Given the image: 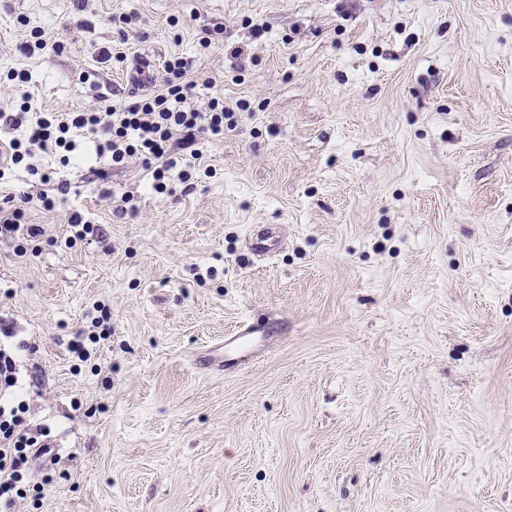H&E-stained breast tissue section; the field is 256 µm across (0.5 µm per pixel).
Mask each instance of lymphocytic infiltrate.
Masks as SVG:
<instances>
[{
	"instance_id": "1",
	"label": "lymphocytic infiltrate",
	"mask_w": 512,
	"mask_h": 512,
	"mask_svg": "<svg viewBox=\"0 0 512 512\" xmlns=\"http://www.w3.org/2000/svg\"><path fill=\"white\" fill-rule=\"evenodd\" d=\"M8 81L22 88L19 108L0 107V185L10 182L16 166L50 183L43 170L48 157L69 163L77 150V139L93 138L98 164L124 166L141 163L151 178L155 194L171 191L172 180L189 181L190 171L201 157L202 140L223 139L224 124L232 113L224 109V97L214 82L206 106H198L197 80L184 58L172 57L164 64L160 88L137 98L100 96L96 106L83 112H44L36 108L26 89V71H11ZM55 201L47 192L21 196L19 203L0 206V237L24 242L39 236V225L28 223L33 208L52 209ZM21 385L16 357L0 346V506L13 508L27 495L24 476L31 452L49 453L50 445L32 434L24 404L16 403Z\"/></svg>"
}]
</instances>
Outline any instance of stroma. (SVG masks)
Here are the masks:
<instances>
[{
    "mask_svg": "<svg viewBox=\"0 0 512 512\" xmlns=\"http://www.w3.org/2000/svg\"><path fill=\"white\" fill-rule=\"evenodd\" d=\"M143 55L191 61L233 124L162 199L138 164L88 182L81 143L42 236L0 238L56 453L16 512H512V0H0V74L43 111L127 93ZM243 321L234 367L196 365Z\"/></svg>",
    "mask_w": 512,
    "mask_h": 512,
    "instance_id": "obj_1",
    "label": "stroma"
}]
</instances>
